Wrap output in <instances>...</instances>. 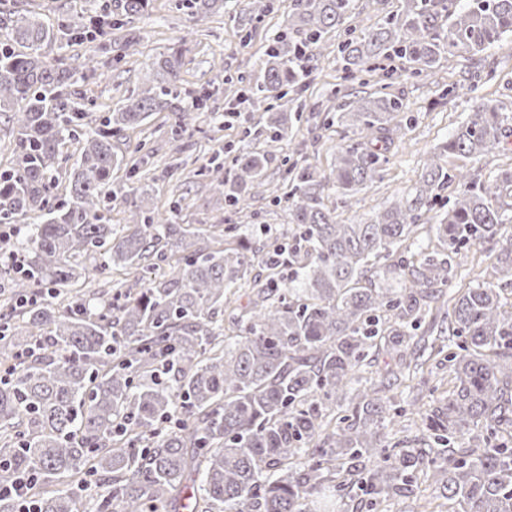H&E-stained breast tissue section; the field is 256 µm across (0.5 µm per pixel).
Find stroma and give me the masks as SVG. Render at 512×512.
<instances>
[{
  "instance_id": "1",
  "label": "stroma",
  "mask_w": 512,
  "mask_h": 512,
  "mask_svg": "<svg viewBox=\"0 0 512 512\" xmlns=\"http://www.w3.org/2000/svg\"><path fill=\"white\" fill-rule=\"evenodd\" d=\"M255 2L224 0L223 6L195 18L183 8L182 0H151L146 13L125 23L127 32L138 38L129 54L114 47L110 34L89 44L67 47L55 43L46 49L48 57L65 59L74 69L75 90L93 101L90 117L96 122L115 107L127 90L139 84L157 56L187 42L192 53L181 74L182 88L187 93L181 104L192 108L194 97L204 93L209 100L204 109L195 110L191 125L182 135L183 153L172 151L170 120L164 112L154 113L147 124L113 138L112 146L117 153L127 155L138 142H145L149 157L136 184L160 202H179V223L196 229L225 225L231 218L223 195L198 175L218 149L234 155L270 151L267 174L276 186L281 182L284 162L304 161L324 175L332 169L337 146L359 142L360 136L352 128L326 123L315 108L324 104L331 112H339L359 87L360 61H346L337 54V44L349 36L365 40L377 23L402 4V0H351L347 29L327 35L311 63L312 72L298 94L304 105L301 118L290 119L288 134L282 141L268 144L256 140L251 133L260 107L243 104L239 118H224L232 93L241 88L244 79L257 73L266 46L288 28L292 0H271V9L264 14L254 11ZM90 56L106 62L105 73L88 69L86 59ZM456 81L461 83V90L439 98L438 85ZM389 91L403 101L409 123L400 131L379 179L361 189L348 206L337 205L335 198H328L339 223L370 220L412 190L428 156L470 118L476 102L490 99L512 110V34H504L478 55L458 52L446 56L432 78L403 74ZM176 159L181 166L175 170L171 164Z\"/></svg>"
}]
</instances>
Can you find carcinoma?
Segmentation results:
<instances>
[{"instance_id":"cac0c4a2","label":"carcinoma","mask_w":512,"mask_h":512,"mask_svg":"<svg viewBox=\"0 0 512 512\" xmlns=\"http://www.w3.org/2000/svg\"><path fill=\"white\" fill-rule=\"evenodd\" d=\"M122 16L145 13L150 0H117ZM404 0L403 9L361 45L369 79L392 57L428 77L445 54L475 55L512 32V0ZM350 0H294L288 30L265 50L248 99L273 101L256 134L278 142L288 112L303 105L290 92L308 71L325 36L349 19ZM123 28L106 8L60 24L29 11H0V115L15 134V160L0 173V224H16L27 255L11 299L19 311L0 325V341L18 351L0 379V487L29 479L23 498L36 512H78L84 477L102 481L91 512H331L361 484L374 510L410 494L420 477L442 485L451 512H512V311L499 283L512 284V168L487 181L448 168L477 161L512 129V115L491 100L432 154L422 186L370 222L341 224L325 204L341 203L379 176L404 124L400 98L380 90L356 95L336 120L363 136L339 147L327 175L294 161L291 190L273 197L288 216V238H247L216 246L222 224L195 232L173 223L146 196L118 198L112 172L137 174L139 163L112 151V138L155 112L172 109L178 137L192 120L175 107L183 52L160 59L98 127L90 108L67 91L74 77L42 50L59 39L83 43ZM77 144L70 169L63 149ZM266 152L235 155L214 186L247 226L245 203L267 185ZM66 182L69 199L50 189ZM456 184L448 210L430 225L429 249L412 241L436 192ZM128 205L126 224H110V204ZM30 212L42 222H26ZM481 245L495 254L489 278L446 296L467 256ZM266 275H252L255 264ZM121 266L144 273L110 297L77 295L54 308L60 287ZM257 288L237 318L242 333L224 335L216 317L239 282ZM448 336L423 349L448 353L451 386L421 416L424 435L410 445L387 440L406 409L387 389L418 373L416 331L428 315ZM382 349L399 352L392 381L357 372ZM339 413L337 426L328 416Z\"/></svg>"}]
</instances>
